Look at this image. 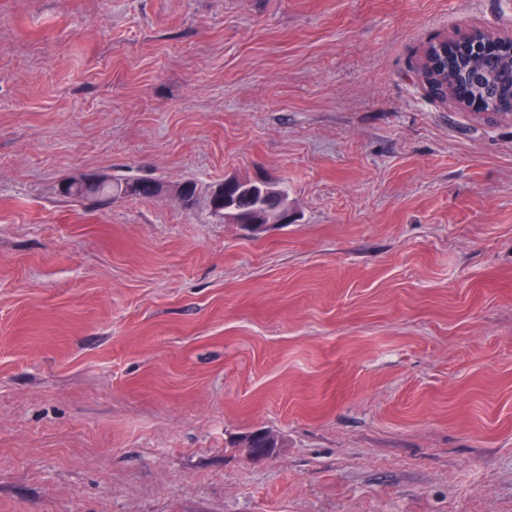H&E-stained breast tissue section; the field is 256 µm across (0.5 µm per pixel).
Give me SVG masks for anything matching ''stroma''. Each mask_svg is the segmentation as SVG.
Wrapping results in <instances>:
<instances>
[{
  "label": "stroma",
  "mask_w": 512,
  "mask_h": 512,
  "mask_svg": "<svg viewBox=\"0 0 512 512\" xmlns=\"http://www.w3.org/2000/svg\"><path fill=\"white\" fill-rule=\"evenodd\" d=\"M474 28L512 0H0V512H512V121L417 71ZM234 177L290 223L173 192ZM112 178V194L114 191H123L124 197H139V198H152L147 192L146 183H153L156 185L158 182L136 178V177H111ZM156 182V183H155ZM161 186V185H159ZM215 187L223 189L224 199L228 202L226 208L227 215H247L263 203H266L268 208L276 211L280 203H287L288 201V188L286 186L256 179L233 178L231 181H224L212 186L210 194L207 197L206 206L209 214L220 221L229 220H226L228 218L224 215L219 216L212 209V194L214 193ZM268 191L275 195L273 199L267 201L265 194ZM64 196L76 202L84 203L87 201L93 205H106L112 202L110 187L108 186H102L96 190H90L83 186H70ZM232 445L236 448H251L254 456L262 459L264 457L263 449L257 451L255 448H283L284 441L269 431L249 432L232 442Z\"/></svg>",
  "instance_id": "1"
}]
</instances>
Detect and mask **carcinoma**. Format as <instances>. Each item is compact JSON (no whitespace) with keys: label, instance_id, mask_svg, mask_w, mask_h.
Here are the masks:
<instances>
[{"label":"carcinoma","instance_id":"carcinoma-1","mask_svg":"<svg viewBox=\"0 0 512 512\" xmlns=\"http://www.w3.org/2000/svg\"><path fill=\"white\" fill-rule=\"evenodd\" d=\"M422 83L430 93L440 96L442 101H451L461 107L464 98L480 100L485 108L493 111L489 119L512 120V50L499 42V36L475 30L467 36L463 50L442 60L438 70L422 68ZM148 180L136 177H114L112 186L90 190L83 186H70L66 197L73 201L106 205L112 202L110 191H122L126 197L148 198ZM223 189L228 202L226 215L243 216L265 203L275 210L288 201V188L256 179H233L217 184ZM212 197H207L209 214L220 221L226 215H218L211 206ZM284 441L269 431L249 432L234 442V448H281Z\"/></svg>","mask_w":512,"mask_h":512}]
</instances>
